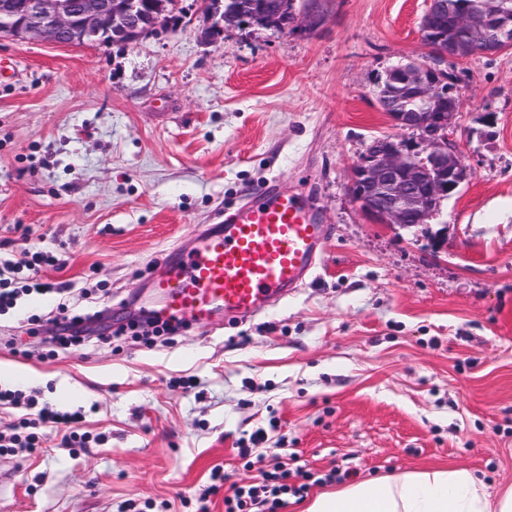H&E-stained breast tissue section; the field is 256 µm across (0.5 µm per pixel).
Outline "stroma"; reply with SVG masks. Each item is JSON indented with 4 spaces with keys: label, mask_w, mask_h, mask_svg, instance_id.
I'll return each mask as SVG.
<instances>
[{
    "label": "stroma",
    "mask_w": 512,
    "mask_h": 512,
    "mask_svg": "<svg viewBox=\"0 0 512 512\" xmlns=\"http://www.w3.org/2000/svg\"><path fill=\"white\" fill-rule=\"evenodd\" d=\"M312 31L247 23L207 42L202 0L138 43L0 40V254L62 253L55 291L0 311V387L81 410L89 441L47 432L0 512H224L259 483L256 431L315 478L280 512L356 480L465 468L512 485V49L432 55L428 0H317ZM444 70L467 168L427 224H376L350 192L370 141H416L379 109L385 72ZM270 186L332 237L301 288L264 312L108 342L153 301L158 261ZM23 225L26 236L15 232ZM100 317L66 350L61 296Z\"/></svg>",
    "instance_id": "1"
}]
</instances>
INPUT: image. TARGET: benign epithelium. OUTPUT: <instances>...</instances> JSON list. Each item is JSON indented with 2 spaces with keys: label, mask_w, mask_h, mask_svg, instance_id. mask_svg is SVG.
<instances>
[{
  "label": "benign epithelium",
  "mask_w": 512,
  "mask_h": 512,
  "mask_svg": "<svg viewBox=\"0 0 512 512\" xmlns=\"http://www.w3.org/2000/svg\"><path fill=\"white\" fill-rule=\"evenodd\" d=\"M220 0H205L212 24L205 30L208 40L224 35L227 28L244 22L262 26L264 14L240 11L216 16ZM171 0H0V38L14 41L47 40L63 46L98 44L106 39L123 44L138 42L156 28L171 22ZM500 16L492 40L485 28L488 12L472 10L458 19L463 37L440 45L441 59H466L477 47L484 55H496L512 47V14L502 5H489ZM322 21L310 8L293 13L292 27L311 30ZM405 85V104L416 100L452 104L450 112L393 113L392 121L418 135L416 145L390 138L374 140L363 153L352 174V194L364 213L381 224L410 228L424 223L441 201L465 180L466 166L449 131L459 116V101L444 86V71L414 64L399 68Z\"/></svg>",
  "instance_id": "7a95c632"
}]
</instances>
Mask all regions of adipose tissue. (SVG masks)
Wrapping results in <instances>:
<instances>
[{
  "label": "adipose tissue",
  "instance_id": "1",
  "mask_svg": "<svg viewBox=\"0 0 512 512\" xmlns=\"http://www.w3.org/2000/svg\"><path fill=\"white\" fill-rule=\"evenodd\" d=\"M305 512H512V488L490 495L464 468L407 471L321 495Z\"/></svg>",
  "mask_w": 512,
  "mask_h": 512
}]
</instances>
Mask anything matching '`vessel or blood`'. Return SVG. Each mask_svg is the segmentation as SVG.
Segmentation results:
<instances>
[{"label":"vessel or blood","mask_w":512,"mask_h":512,"mask_svg":"<svg viewBox=\"0 0 512 512\" xmlns=\"http://www.w3.org/2000/svg\"><path fill=\"white\" fill-rule=\"evenodd\" d=\"M330 235L300 197L261 190L202 234L195 251L164 260L154 283L160 318L202 323L226 311L261 312L301 286Z\"/></svg>","instance_id":"vessel-or-blood-1"}]
</instances>
